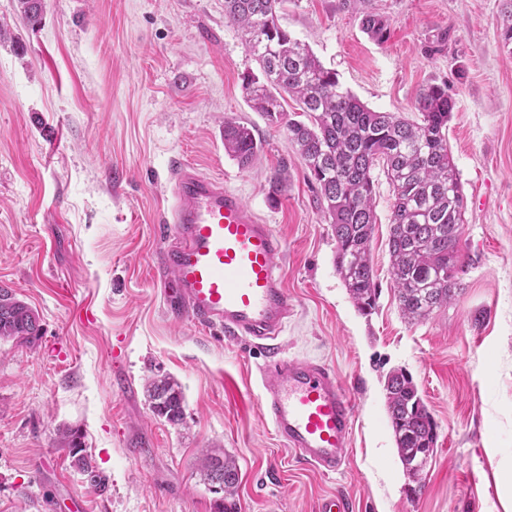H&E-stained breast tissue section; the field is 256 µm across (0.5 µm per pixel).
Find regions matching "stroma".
<instances>
[{"instance_id": "35a3bbf8", "label": "stroma", "mask_w": 512, "mask_h": 512, "mask_svg": "<svg viewBox=\"0 0 512 512\" xmlns=\"http://www.w3.org/2000/svg\"><path fill=\"white\" fill-rule=\"evenodd\" d=\"M505 0H286L282 25L361 102L417 119L419 88L455 101L448 146L465 197L463 288L402 318L389 268L394 197L375 168L372 262L381 293L362 316L336 273V241L283 128L251 106L258 66L224 0H42L38 23L0 0V286L30 306L34 345L0 340V512H218L197 461L239 470L237 512H512V49ZM388 17L384 42L361 28ZM251 124L249 168L224 152V120ZM224 178L284 242L295 315L285 355L328 362L356 404L346 467L323 476L259 410L263 358L175 320L156 281L173 161ZM288 180L269 200L270 176ZM409 372L438 428L418 498L398 458L384 379ZM173 377L185 416L155 417L147 377ZM82 434L104 484L77 470L58 428Z\"/></svg>"}]
</instances>
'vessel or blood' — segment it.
<instances>
[{
  "label": "vessel or blood",
  "instance_id": "b4317fda",
  "mask_svg": "<svg viewBox=\"0 0 512 512\" xmlns=\"http://www.w3.org/2000/svg\"><path fill=\"white\" fill-rule=\"evenodd\" d=\"M157 260L166 311L263 352L260 408L285 448L321 475L346 466L355 402L325 362L283 355L294 303L278 270L283 241L234 189L174 163Z\"/></svg>",
  "mask_w": 512,
  "mask_h": 512
}]
</instances>
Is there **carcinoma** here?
Here are the masks:
<instances>
[{
    "label": "carcinoma",
    "mask_w": 512,
    "mask_h": 512,
    "mask_svg": "<svg viewBox=\"0 0 512 512\" xmlns=\"http://www.w3.org/2000/svg\"><path fill=\"white\" fill-rule=\"evenodd\" d=\"M285 0H224V17L241 29L258 72L243 79L252 108L269 124L283 127L313 178L326 220L336 239L335 264L345 288L363 316L376 309L371 241L376 224L373 170L382 165L394 195L388 238L390 273L400 312L409 322L427 318L448 305L461 288L457 245L462 233L464 196L459 172L448 151V122L455 102L444 84H428L416 94L418 121L375 111L343 89L337 73L280 23ZM25 19L35 24L41 0H19ZM364 31L382 42L387 19L378 12L362 18ZM287 93L303 119L289 117L280 101ZM260 149L252 128L224 118V151L239 166L252 165ZM38 317L7 288H0V340L32 343ZM388 414L398 457L414 486L437 442V424L412 376L400 369L385 380ZM154 416L172 425L184 415L181 385L170 376L152 377L145 386ZM77 467L96 478L82 454L79 430L59 431ZM198 469L214 490L224 492V512H235L239 475L235 460L208 448Z\"/></svg>",
    "instance_id": "carcinoma-1"
}]
</instances>
